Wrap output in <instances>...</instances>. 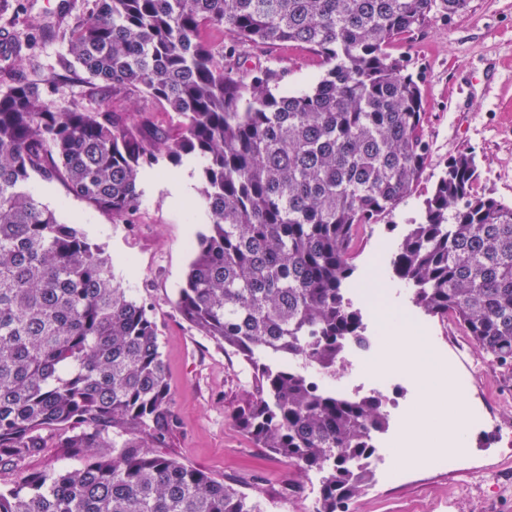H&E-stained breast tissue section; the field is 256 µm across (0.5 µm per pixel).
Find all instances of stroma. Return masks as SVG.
I'll return each instance as SVG.
<instances>
[{"instance_id": "stroma-1", "label": "stroma", "mask_w": 512, "mask_h": 512, "mask_svg": "<svg viewBox=\"0 0 512 512\" xmlns=\"http://www.w3.org/2000/svg\"><path fill=\"white\" fill-rule=\"evenodd\" d=\"M0 0V33L20 48L0 62V89L16 81L41 82L68 57L63 39L44 37L40 23H66L87 14L93 0ZM393 55L409 59V73L420 76L425 103L424 130L430 145L422 178L397 208L360 234V253L351 299L361 309L367 333L377 336L374 308L364 290L379 281L386 302L406 319L421 324L448 375L462 390L473 425L465 452L435 465L398 467L381 445L384 460L370 486L353 498L348 512H512V444L494 419L512 422V373L493 366L452 321L416 308L410 289L391 274L389 261L408 224L420 221L425 200L446 168L450 154L473 152L480 171L479 194L512 204V0H470L465 14L446 19L434 13L426 25L400 36ZM247 67H270L283 75L281 86L293 93L315 87L325 68L301 47L262 46L246 50ZM88 77L73 70L49 96L51 106L67 111L72 103L96 111L112 106L122 112H156L139 94L107 100L90 95ZM178 166L159 160L139 179V209L134 223L113 221L90 208L58 181L34 177L35 196L56 210L60 220L79 225L92 243L115 257L114 275L128 294L152 309L167 378L181 422L169 456L207 470L258 499L264 512H311L316 497L314 473L275 459L234 423V411L253 392L248 367L224 352L185 321L174 302L184 284L192 254L189 244L206 230L200 194L181 199L167 187ZM378 349L347 352L344 371L334 385L359 393L377 392L388 401L391 430H398L419 395L402 372L373 381L362 371Z\"/></svg>"}]
</instances>
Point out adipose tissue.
Wrapping results in <instances>:
<instances>
[{
	"mask_svg": "<svg viewBox=\"0 0 512 512\" xmlns=\"http://www.w3.org/2000/svg\"><path fill=\"white\" fill-rule=\"evenodd\" d=\"M382 343L378 358L367 361L364 372L380 379L401 370L420 388L409 411L406 429L395 438L391 454L399 466L414 460L426 464L467 447L465 406L459 390L448 382V367L434 352L429 337L418 326L401 320L392 308H377Z\"/></svg>",
	"mask_w": 512,
	"mask_h": 512,
	"instance_id": "adipose-tissue-1",
	"label": "adipose tissue"
}]
</instances>
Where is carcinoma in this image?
<instances>
[{"instance_id":"obj_1","label":"carcinoma","mask_w":512,"mask_h":512,"mask_svg":"<svg viewBox=\"0 0 512 512\" xmlns=\"http://www.w3.org/2000/svg\"><path fill=\"white\" fill-rule=\"evenodd\" d=\"M470 0H94L68 30L74 61L112 96L140 93L178 124L75 103L39 85L0 91V463L65 448L73 469L27 470L0 512H263L246 492L157 452L180 422L149 307L113 259L31 191L60 180L112 220L133 223L140 173L204 161L207 231L177 311L253 370L235 423L280 460L320 474L313 512H346L372 470L353 461L388 427L381 395H339L351 345L370 346L354 286L357 233L392 211L429 157L420 78L390 44ZM306 47L327 66L313 91L228 64L247 46ZM458 151L390 258L414 305L453 318L512 370V205L475 191Z\"/></svg>"}]
</instances>
